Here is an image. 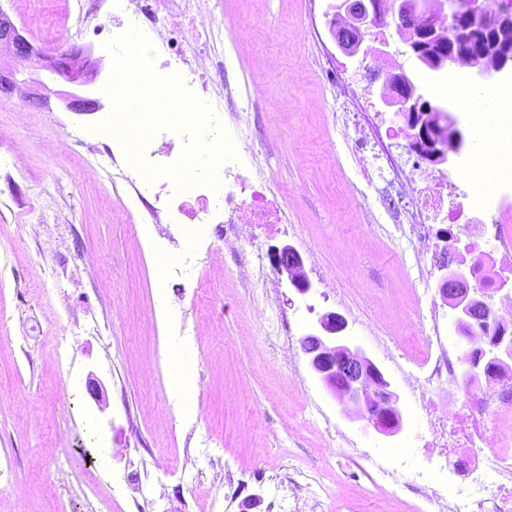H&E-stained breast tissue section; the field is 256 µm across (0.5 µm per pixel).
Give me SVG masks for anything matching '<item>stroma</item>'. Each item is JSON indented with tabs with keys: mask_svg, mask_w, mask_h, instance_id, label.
<instances>
[{
	"mask_svg": "<svg viewBox=\"0 0 512 512\" xmlns=\"http://www.w3.org/2000/svg\"><path fill=\"white\" fill-rule=\"evenodd\" d=\"M330 0H195L240 43L230 60L250 86L252 139L267 177L281 188L288 229L243 228L235 246L221 228L191 261L164 274L160 252L179 254L177 225L134 206L117 167L100 163L110 140L96 126L113 110L72 112L0 97V512H268L271 486L312 475L330 495L318 512H413L406 484L388 492L369 479L375 460L414 441L415 413L383 347L424 350L429 327L416 297L413 254L401 234L409 199L384 195L365 177L340 132L346 112H385L378 96L335 99L341 78L382 83L385 73L346 57L325 18ZM75 0H0L39 44L73 14ZM405 72L464 138L445 170L461 189L482 188L500 129L512 111L472 126L463 93L512 86V71L473 66ZM293 245L316 290L299 295L279 275L276 306L289 334L262 315V289L243 284L241 262ZM334 311L385 372L407 416L383 437L326 391L308 364L289 366L285 341L300 342L319 313ZM182 340L191 386L172 398L168 337ZM103 389L87 390L88 376ZM318 404L354 437L365 458L347 460L308 413Z\"/></svg>",
	"mask_w": 512,
	"mask_h": 512,
	"instance_id": "obj_1",
	"label": "stroma"
}]
</instances>
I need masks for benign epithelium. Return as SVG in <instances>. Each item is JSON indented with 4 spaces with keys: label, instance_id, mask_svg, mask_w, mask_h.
<instances>
[{
    "label": "benign epithelium",
    "instance_id": "benign-epithelium-1",
    "mask_svg": "<svg viewBox=\"0 0 512 512\" xmlns=\"http://www.w3.org/2000/svg\"><path fill=\"white\" fill-rule=\"evenodd\" d=\"M329 31L336 46L348 57H368L379 51L366 43L367 27L393 21L408 31L402 53L409 54L434 71L450 63L467 62L480 67L487 58L492 69H512V11L503 7L492 10L488 0H334L329 4ZM448 17V30L438 24ZM0 54L11 56L16 66L0 69V93L10 95L23 85L30 88V101L40 107L49 104L46 88L39 78L27 76V69L44 71L61 78L74 89L58 96L74 112H93L99 101L84 95L98 75V65L88 47L76 46L66 55L50 54L36 44L9 13L0 8ZM387 81L399 94L398 112L422 156L432 163L448 160L443 148L444 129L440 125L441 109L420 94L406 90L405 80L388 76ZM277 269L288 274L290 284L301 295L315 290L303 274V259L290 244L274 254ZM439 293L451 310L454 324L464 327L462 354L465 355L463 377L470 383L489 366L512 361V335L491 334L494 311L483 300L473 297L471 272L460 264L448 263L440 268ZM346 319L335 311L319 315L301 339L309 367L329 393L341 404L352 407L356 417L385 437H394L406 428V420L397 408L391 382L347 334ZM489 336L488 346L478 356L468 355L466 341L475 330Z\"/></svg>",
    "mask_w": 512,
    "mask_h": 512
}]
</instances>
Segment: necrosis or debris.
<instances>
[{
  "label": "necrosis or debris",
  "instance_id": "1",
  "mask_svg": "<svg viewBox=\"0 0 512 512\" xmlns=\"http://www.w3.org/2000/svg\"><path fill=\"white\" fill-rule=\"evenodd\" d=\"M88 15L98 16L94 34L121 36L129 27H137L152 43L161 57L160 72L165 76L180 75L184 87L195 92L203 104L213 105L216 114H227L223 124L224 140L234 158L222 161L216 168L219 187L198 185L178 190L174 180L154 177L145 180L136 168H129L127 178L138 198L152 197L151 213L166 212L181 222L188 247H196L205 227L220 224L225 238L238 237L244 224L271 227L284 223L286 214L271 187L261 176L257 155L251 141L249 114L251 98L228 84L223 60L214 56L215 43L224 31L213 18L196 14L191 0H88ZM192 26L197 39L186 48L182 39L185 26ZM212 62L211 69L201 68L200 60ZM224 81V96L211 100L207 89L212 79ZM399 192L411 195L415 210L404 231L405 237L418 244L414 254L418 279L427 282L433 268L442 258L457 261L478 255L491 260L498 274L512 275V205L498 202L483 208L484 223L470 217L460 201L461 190L453 174L437 173L415 164L409 169L396 168ZM458 224L464 227V239L447 238L435 242L433 227ZM433 334L425 342V356L419 368L425 377L408 376L411 404L426 418L428 452L443 457V465L433 463L421 467L408 465L406 453L403 474L418 488L421 503L418 512H512V434L502 433L497 451L487 454L474 440L480 425L512 419V382L490 375L486 385L469 389L464 411L450 407L449 396H435L433 387L453 381L458 360L454 358L441 333L440 313L429 306L426 314Z\"/></svg>",
  "mask_w": 512,
  "mask_h": 512
}]
</instances>
